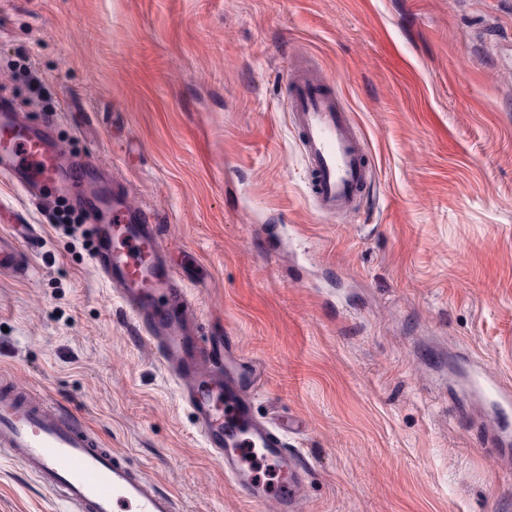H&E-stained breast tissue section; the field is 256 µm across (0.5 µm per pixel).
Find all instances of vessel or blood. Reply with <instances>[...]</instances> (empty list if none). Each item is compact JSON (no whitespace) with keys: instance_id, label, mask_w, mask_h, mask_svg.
<instances>
[{"instance_id":"vessel-or-blood-1","label":"vessel or blood","mask_w":512,"mask_h":512,"mask_svg":"<svg viewBox=\"0 0 512 512\" xmlns=\"http://www.w3.org/2000/svg\"><path fill=\"white\" fill-rule=\"evenodd\" d=\"M289 110L318 212L334 216L357 208L371 169L337 93L315 74H297L291 80ZM0 174L30 195L46 192L71 201L85 192L82 162L67 157L63 148H46L43 137L20 122L2 96ZM88 219L97 274L176 382L205 448L252 500L271 493L280 512H297L305 468L288 450L286 429L256 416V381L240 372L232 345L200 336L193 303L168 263L155 217L116 181L111 203ZM25 220L15 214L12 224L0 230V273L20 276L29 269L36 232ZM470 381L500 427L489 448L502 457L512 455V387L479 370ZM248 448L262 449L275 465V490H268L247 466ZM0 454L20 463L70 512H178L174 496L144 479L123 455L102 447L78 413L6 383L0 385Z\"/></svg>"}]
</instances>
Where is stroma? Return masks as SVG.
Returning a JSON list of instances; mask_svg holds the SVG:
<instances>
[{"instance_id":"35a3bbf8","label":"stroma","mask_w":512,"mask_h":512,"mask_svg":"<svg viewBox=\"0 0 512 512\" xmlns=\"http://www.w3.org/2000/svg\"><path fill=\"white\" fill-rule=\"evenodd\" d=\"M319 68L362 133L358 210L315 211L291 127ZM0 91L161 224L204 335L291 422L299 512H512L474 367L512 379V0H0ZM0 274V380L81 414L179 512H277L224 476L97 275L88 225ZM0 512H68L0 455Z\"/></svg>"}]
</instances>
